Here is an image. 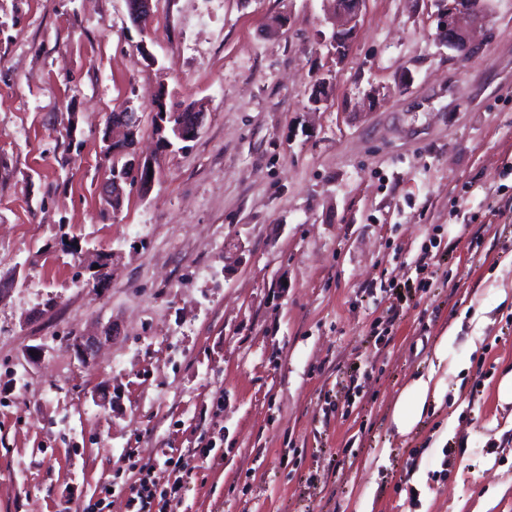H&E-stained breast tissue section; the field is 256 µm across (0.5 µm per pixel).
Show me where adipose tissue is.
Listing matches in <instances>:
<instances>
[{
  "mask_svg": "<svg viewBox=\"0 0 512 512\" xmlns=\"http://www.w3.org/2000/svg\"><path fill=\"white\" fill-rule=\"evenodd\" d=\"M455 340L456 332L452 329L441 336L434 351L436 366L408 383L394 403L391 422L399 435H409L431 405L439 402L447 386L448 373L458 367L457 360L449 356Z\"/></svg>",
  "mask_w": 512,
  "mask_h": 512,
  "instance_id": "1",
  "label": "adipose tissue"
}]
</instances>
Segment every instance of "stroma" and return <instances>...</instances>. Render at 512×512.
I'll return each mask as SVG.
<instances>
[{
    "label": "stroma",
    "mask_w": 512,
    "mask_h": 512,
    "mask_svg": "<svg viewBox=\"0 0 512 512\" xmlns=\"http://www.w3.org/2000/svg\"><path fill=\"white\" fill-rule=\"evenodd\" d=\"M491 8L462 62L435 0H367L340 59L325 0H154L137 24L126 0H0V512H126L204 438L177 512H512V0ZM160 93L206 113L183 149L158 146ZM123 105L153 177L112 212ZM453 326L460 368L398 436ZM153 493L145 478L140 479L139 486L127 498L128 512H152Z\"/></svg>",
    "instance_id": "35a3bbf8"
}]
</instances>
